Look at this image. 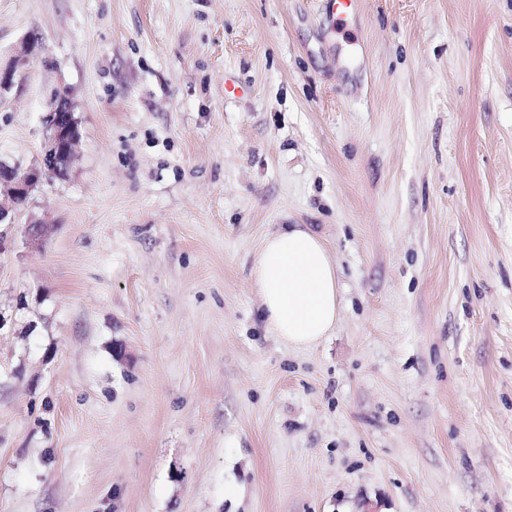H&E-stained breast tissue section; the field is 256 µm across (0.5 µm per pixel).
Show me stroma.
Instances as JSON below:
<instances>
[{
  "label": "stroma",
  "mask_w": 512,
  "mask_h": 512,
  "mask_svg": "<svg viewBox=\"0 0 512 512\" xmlns=\"http://www.w3.org/2000/svg\"><path fill=\"white\" fill-rule=\"evenodd\" d=\"M0 66V162L58 86L81 133L0 250V512H512V0H0ZM289 224L309 349L250 277ZM301 224L268 236L252 277L269 330L294 348H308L336 328L337 268L322 240Z\"/></svg>",
  "instance_id": "35a3bbf8"
}]
</instances>
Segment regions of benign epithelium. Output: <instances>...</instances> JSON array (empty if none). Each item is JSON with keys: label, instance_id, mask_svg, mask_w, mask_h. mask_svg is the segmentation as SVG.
I'll return each mask as SVG.
<instances>
[{"label": "benign epithelium", "instance_id": "obj_1", "mask_svg": "<svg viewBox=\"0 0 512 512\" xmlns=\"http://www.w3.org/2000/svg\"><path fill=\"white\" fill-rule=\"evenodd\" d=\"M45 124L47 135L40 166L27 170L17 167L0 168V188L5 189L8 196V202H0V225L15 223L17 206L42 177L64 178L68 175L80 132L67 87L61 86L51 94L47 102Z\"/></svg>", "mask_w": 512, "mask_h": 512}]
</instances>
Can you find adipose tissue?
<instances>
[{"mask_svg": "<svg viewBox=\"0 0 512 512\" xmlns=\"http://www.w3.org/2000/svg\"><path fill=\"white\" fill-rule=\"evenodd\" d=\"M252 277L269 330L295 348H308L335 329L340 310L337 268L322 240L293 224L268 236Z\"/></svg>", "mask_w": 512, "mask_h": 512, "instance_id": "adipose-tissue-1", "label": "adipose tissue"}]
</instances>
